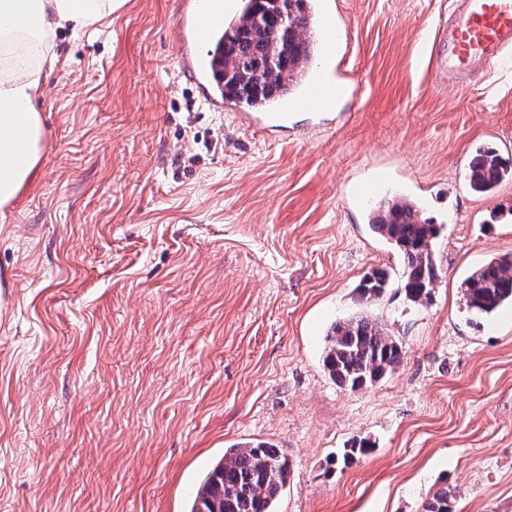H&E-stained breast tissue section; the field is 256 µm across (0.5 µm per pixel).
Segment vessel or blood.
I'll use <instances>...</instances> for the list:
<instances>
[{
	"mask_svg": "<svg viewBox=\"0 0 512 512\" xmlns=\"http://www.w3.org/2000/svg\"><path fill=\"white\" fill-rule=\"evenodd\" d=\"M460 6L448 28L449 74L463 75L476 66L490 67L512 55V0H459ZM234 0H190L179 24L188 49L179 61L183 75L201 90L205 103L222 110L219 68L207 58L202 39L223 26L234 12ZM352 90L343 80L324 73H308L300 99L317 109L334 110L338 100Z\"/></svg>",
	"mask_w": 512,
	"mask_h": 512,
	"instance_id": "obj_1",
	"label": "vessel or blood"
}]
</instances>
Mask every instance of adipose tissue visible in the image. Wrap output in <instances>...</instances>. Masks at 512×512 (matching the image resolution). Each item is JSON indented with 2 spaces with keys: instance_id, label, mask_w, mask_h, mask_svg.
Masks as SVG:
<instances>
[{
  "instance_id": "obj_1",
  "label": "adipose tissue",
  "mask_w": 512,
  "mask_h": 512,
  "mask_svg": "<svg viewBox=\"0 0 512 512\" xmlns=\"http://www.w3.org/2000/svg\"><path fill=\"white\" fill-rule=\"evenodd\" d=\"M117 0H0V209L34 179L45 128L36 102L58 64L57 31L93 30Z\"/></svg>"
}]
</instances>
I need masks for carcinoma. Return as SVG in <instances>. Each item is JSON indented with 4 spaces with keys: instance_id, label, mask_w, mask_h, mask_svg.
<instances>
[{
    "instance_id": "carcinoma-1",
    "label": "carcinoma",
    "mask_w": 512,
    "mask_h": 512,
    "mask_svg": "<svg viewBox=\"0 0 512 512\" xmlns=\"http://www.w3.org/2000/svg\"><path fill=\"white\" fill-rule=\"evenodd\" d=\"M314 26L312 0H244L241 17L224 28L217 42L224 65V101L263 109L292 95L303 65L319 48ZM509 178L512 164L492 148L478 151L469 165V185L478 193H489ZM369 224L401 255L403 273L397 287L406 299L414 304L430 300L440 277L437 225L421 219L416 203L396 196L380 202ZM390 286L384 270L372 271L359 284L366 299ZM461 298L466 310L478 316L512 304V260L491 258L475 268L461 285ZM401 358V346L377 323L360 317L333 327L323 366L337 385L357 391L381 380ZM289 475L288 457L274 446L236 445L224 450V458L204 475L189 512H274ZM425 512H452L448 490H437Z\"/></svg>"
}]
</instances>
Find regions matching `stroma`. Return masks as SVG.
I'll return each instance as SVG.
<instances>
[{
	"label": "stroma",
	"mask_w": 512,
	"mask_h": 512,
	"mask_svg": "<svg viewBox=\"0 0 512 512\" xmlns=\"http://www.w3.org/2000/svg\"><path fill=\"white\" fill-rule=\"evenodd\" d=\"M181 0H122L96 33L57 35L36 104V177L0 214V512H189L226 448L291 463L274 512H512V306L474 323L460 286L512 259V65L448 80L457 0H319L342 39L310 65L359 86L249 129L181 75ZM383 181L440 229L431 299H362L402 262L369 226ZM402 347L375 385L322 366L335 323ZM364 440L368 452L344 461ZM511 164L506 162L496 149L479 150L469 165L470 187L478 193H490L501 182L512 178ZM390 286V277L385 270H373L359 284L361 295L366 299L379 297Z\"/></svg>",
	"instance_id": "1"
}]
</instances>
